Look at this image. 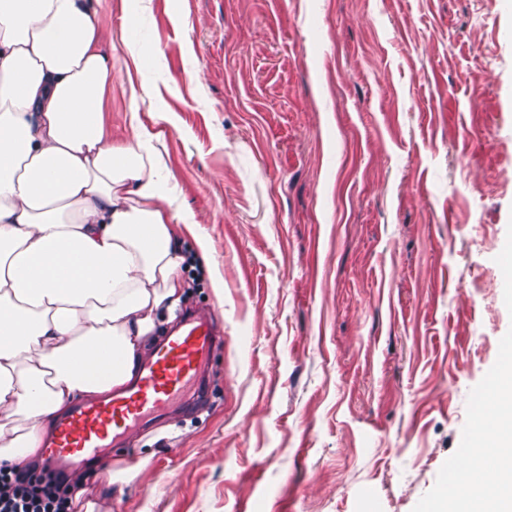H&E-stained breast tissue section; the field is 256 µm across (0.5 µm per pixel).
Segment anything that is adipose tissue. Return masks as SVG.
<instances>
[{
	"label": "adipose tissue",
	"instance_id": "1",
	"mask_svg": "<svg viewBox=\"0 0 512 512\" xmlns=\"http://www.w3.org/2000/svg\"><path fill=\"white\" fill-rule=\"evenodd\" d=\"M104 40L89 0H0V466L16 471L72 406L136 375L183 301L195 219L145 126L113 144ZM479 424L456 512H512L511 358Z\"/></svg>",
	"mask_w": 512,
	"mask_h": 512
}]
</instances>
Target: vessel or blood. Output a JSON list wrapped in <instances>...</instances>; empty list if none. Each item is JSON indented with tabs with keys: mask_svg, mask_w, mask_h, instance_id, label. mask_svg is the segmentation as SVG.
<instances>
[{
	"mask_svg": "<svg viewBox=\"0 0 512 512\" xmlns=\"http://www.w3.org/2000/svg\"><path fill=\"white\" fill-rule=\"evenodd\" d=\"M221 343L209 314L183 319L153 348L137 375L112 396L73 407L47 439L51 463L71 467L90 461L117 436L136 431L149 417L194 385Z\"/></svg>",
	"mask_w": 512,
	"mask_h": 512,
	"instance_id": "vessel-or-blood-1",
	"label": "vessel or blood"
}]
</instances>
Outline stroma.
Listing matches in <instances>:
<instances>
[{
  "instance_id": "1",
  "label": "stroma",
  "mask_w": 512,
  "mask_h": 512,
  "mask_svg": "<svg viewBox=\"0 0 512 512\" xmlns=\"http://www.w3.org/2000/svg\"><path fill=\"white\" fill-rule=\"evenodd\" d=\"M98 20L112 141L133 111L158 134L183 249L203 237L224 280L184 276L223 338L207 398L117 440L111 478L81 466L98 512H427L512 337V11L103 0Z\"/></svg>"
}]
</instances>
